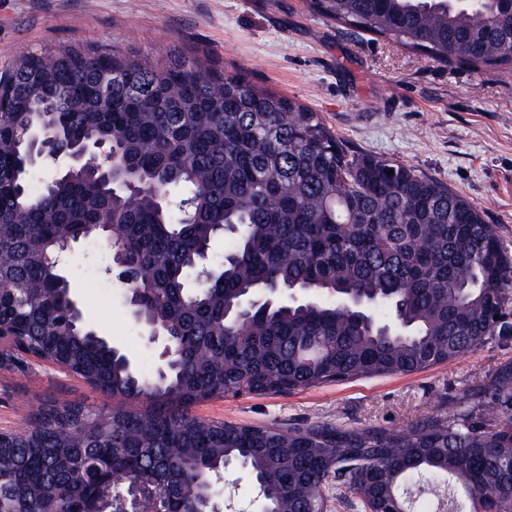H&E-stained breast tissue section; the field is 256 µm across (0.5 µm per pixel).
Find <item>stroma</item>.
<instances>
[{
    "label": "stroma",
    "mask_w": 512,
    "mask_h": 512,
    "mask_svg": "<svg viewBox=\"0 0 512 512\" xmlns=\"http://www.w3.org/2000/svg\"><path fill=\"white\" fill-rule=\"evenodd\" d=\"M116 48L156 62L173 50L294 98L319 112L352 150L410 165L475 203L512 250V73L446 65L396 41L313 12L308 0H0V71L21 53ZM106 246L75 243L64 274L83 318L137 365L155 369L125 294L105 269ZM512 360V336L430 369L288 394L211 399L193 412L236 425L288 429L329 423L403 429L457 405ZM94 409L110 399L47 363L0 367V431L25 429L30 400Z\"/></svg>",
    "instance_id": "obj_1"
}]
</instances>
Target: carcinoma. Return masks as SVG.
Segmentation results:
<instances>
[{"mask_svg": "<svg viewBox=\"0 0 512 512\" xmlns=\"http://www.w3.org/2000/svg\"><path fill=\"white\" fill-rule=\"evenodd\" d=\"M310 3L440 63L512 70V13L497 0ZM31 122L75 153L112 148V183L80 163L33 190L20 137ZM106 219L136 311L179 335L164 380L75 320L62 247ZM221 233L224 256L200 279ZM268 286L299 299L239 320ZM354 301L361 320L341 308ZM511 309L512 254L473 202L349 150L295 99L185 52L146 63L68 47L0 75V323L17 351L113 401L91 422L80 403L33 396L30 427L0 433V512H92L114 473L158 494L162 512H209L227 462L262 484V512H318L322 489L340 507L363 512L347 494L366 491L383 512L410 510L419 477L446 484L448 512H512V362L465 408L404 429L284 432L192 413L213 397L417 373L484 345Z\"/></svg>", "mask_w": 512, "mask_h": 512, "instance_id": "obj_1", "label": "carcinoma"}]
</instances>
